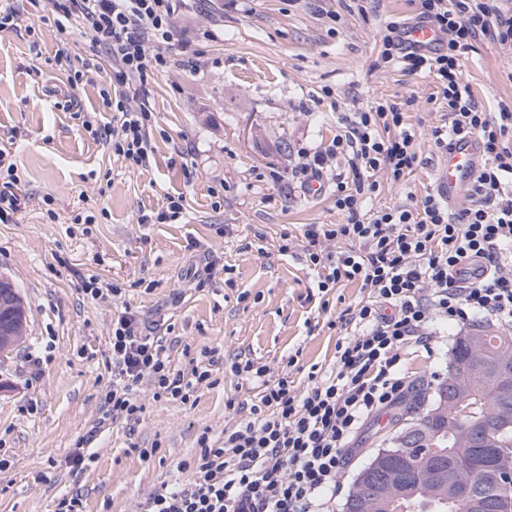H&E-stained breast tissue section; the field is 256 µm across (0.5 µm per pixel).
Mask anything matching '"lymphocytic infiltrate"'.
<instances>
[{"instance_id": "f902f5d3", "label": "lymphocytic infiltrate", "mask_w": 512, "mask_h": 512, "mask_svg": "<svg viewBox=\"0 0 512 512\" xmlns=\"http://www.w3.org/2000/svg\"><path fill=\"white\" fill-rule=\"evenodd\" d=\"M180 0H53L59 32L75 29L101 53L105 103L112 122L97 130L129 167L149 166L152 111L136 80L171 64L165 50L175 33ZM419 17L442 36L432 53L404 47L399 22L381 38L383 64L425 72L439 87L440 123L431 136L447 150L459 136L482 143L483 163L467 206L453 210L435 193L394 207L368 211L381 180L401 182L418 162L416 134L401 106L375 102L347 112L336 137L316 152L302 151L289 175L300 179L330 169L348 155L351 182L336 184L340 224H309L303 231L312 286L327 295L350 282L366 297L343 310L348 334L336 343L329 370L311 366L308 384H295L299 359L289 355L276 379L260 362L231 363L238 379L256 385L248 415L225 428L222 440L201 435L187 467L193 478L150 493L141 512H331L336 476L349 445L371 416L402 401L410 388L403 364L411 353L434 356L440 324L481 318L512 327V103L489 113L462 80L461 56L487 38L512 45V5L505 0H418ZM15 133L0 136V223H14L26 200L19 187ZM347 242L339 256L323 245ZM217 351L202 349L190 371L172 369L159 337L149 334L138 311L113 313L112 386L102 421L138 419V400L149 385L153 400L189 402L199 386L213 385Z\"/></svg>"}]
</instances>
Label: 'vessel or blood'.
<instances>
[{
    "label": "vessel or blood",
    "instance_id": "vessel-or-blood-1",
    "mask_svg": "<svg viewBox=\"0 0 512 512\" xmlns=\"http://www.w3.org/2000/svg\"><path fill=\"white\" fill-rule=\"evenodd\" d=\"M402 39L409 49L428 53L436 49L441 36L433 26L425 22H412L402 30ZM482 164V150L475 138L454 142L440 169L436 191L448 204L457 203L474 181Z\"/></svg>",
    "mask_w": 512,
    "mask_h": 512
}]
</instances>
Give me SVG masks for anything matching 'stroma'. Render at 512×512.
I'll list each match as a JSON object with an SVG mask.
<instances>
[{
  "label": "stroma",
  "mask_w": 512,
  "mask_h": 512,
  "mask_svg": "<svg viewBox=\"0 0 512 512\" xmlns=\"http://www.w3.org/2000/svg\"><path fill=\"white\" fill-rule=\"evenodd\" d=\"M21 26L0 31V135L16 131L15 155L26 205L0 224V275L23 296L29 336L0 363V512H53L79 495L85 512H138L148 494L190 480L185 461L201 434L219 440L242 417L228 398L250 401L252 385L216 371V385L189 402L152 401L139 420L100 422L112 375V312L131 306L145 321L163 319L173 368L184 371L204 348L244 355L282 370L299 355L305 370L330 368L340 329L328 328L363 297L356 283L332 290L328 308L309 297L303 263L306 224H340L336 187L312 198L289 180L300 149L314 150L339 130L338 115L373 102L402 104L416 131L418 163L404 183L383 181L368 206L379 209L432 191L445 159L430 132L440 121L438 85L401 66L381 67V31L409 23L417 0H188L175 23L173 64L142 78L153 112L151 166L132 169L104 139L93 138L74 109L112 120L102 78L69 85L70 70L98 58L79 33H58L51 0H15ZM34 25L27 33L26 25ZM67 42L70 66L54 55ZM462 77L487 111L512 101V46L479 41L462 55ZM183 194L184 219L149 224L166 196ZM94 216L91 224L75 216ZM288 235L290 250L278 242ZM65 265H58V258ZM218 267L207 270V258ZM234 287L224 285V267ZM122 293L94 300L81 277ZM245 301H238L240 292ZM461 325L448 328L438 358L408 356L412 393L432 398ZM41 352L43 362L26 360ZM390 414L369 418L336 478L334 512H344L356 474L393 429ZM151 449L150 457L139 454ZM94 455L72 465L76 450Z\"/></svg>",
  "instance_id": "stroma-1"
}]
</instances>
